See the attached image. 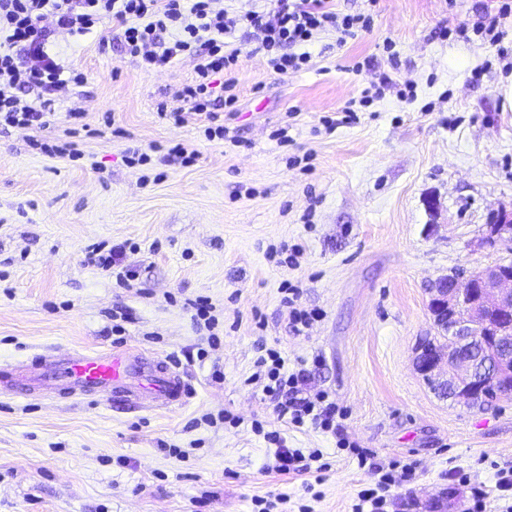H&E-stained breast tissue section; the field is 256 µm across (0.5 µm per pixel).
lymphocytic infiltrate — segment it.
Wrapping results in <instances>:
<instances>
[{"label":"lymphocytic infiltrate","instance_id":"lymphocytic-infiltrate-1","mask_svg":"<svg viewBox=\"0 0 512 512\" xmlns=\"http://www.w3.org/2000/svg\"><path fill=\"white\" fill-rule=\"evenodd\" d=\"M107 20L118 29L125 55L141 69L157 71L192 59L195 76L178 89L179 107L162 106L158 113L177 125L190 114L205 116L210 140L227 132L208 109L212 97L223 93L228 108L237 99L233 75L239 55L227 46L237 30H244L273 71L285 75L308 69V47L321 32H335L341 46L371 26L370 16L338 12L333 0H250L245 7L237 0L223 7L218 0H0V122L44 127L53 95L86 79L84 72L58 61L51 36L57 30L72 36L94 33L104 45ZM164 32L169 40H161ZM256 366L253 378L278 418L298 428L332 429L334 408L324 395L308 396L304 371L288 370L273 349L259 356Z\"/></svg>","mask_w":512,"mask_h":512}]
</instances>
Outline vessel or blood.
Wrapping results in <instances>:
<instances>
[{
    "instance_id": "obj_1",
    "label": "vessel or blood",
    "mask_w": 512,
    "mask_h": 512,
    "mask_svg": "<svg viewBox=\"0 0 512 512\" xmlns=\"http://www.w3.org/2000/svg\"><path fill=\"white\" fill-rule=\"evenodd\" d=\"M33 386L67 395L116 396L137 408L147 402L167 408L184 404L190 397L185 381L166 361L140 352L47 353L34 362L25 378L0 374V390L8 394L23 395Z\"/></svg>"
}]
</instances>
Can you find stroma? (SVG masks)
<instances>
[{"label":"stroma","instance_id":"stroma-1","mask_svg":"<svg viewBox=\"0 0 512 512\" xmlns=\"http://www.w3.org/2000/svg\"><path fill=\"white\" fill-rule=\"evenodd\" d=\"M335 4L371 12L372 28L342 47L321 35L308 69L276 74L234 41L238 101L220 111L224 141L207 140L199 117L158 115L176 108L191 59L146 72L119 38L102 49L93 34L55 36L59 62L85 83L59 93L49 126L0 128V367L47 349L134 348L160 355L193 396L148 411L0 395V512H262L277 493L288 501L273 512H352L392 465L412 475L386 492L383 512L450 487L470 512L479 484L483 512L512 505L494 480L512 468V399L466 408L414 366L435 333L429 282L512 261V246L480 243L490 214L512 208V14L495 46L472 26L500 0ZM384 75L414 97L385 92L343 121ZM283 126L285 143L274 136ZM67 138L76 156L41 149ZM175 143L193 164L123 160L131 146ZM121 242L137 246L127 288L82 261L87 245ZM291 288L320 314L300 334ZM200 296L219 315L214 331L191 320ZM203 346L205 361H186ZM265 346L306 369L308 393L336 408L335 430L277 418L250 380ZM271 432L317 452L321 481L277 472Z\"/></svg>","mask_w":512,"mask_h":512}]
</instances>
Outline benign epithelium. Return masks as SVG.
<instances>
[{
    "label": "benign epithelium",
    "mask_w": 512,
    "mask_h": 512,
    "mask_svg": "<svg viewBox=\"0 0 512 512\" xmlns=\"http://www.w3.org/2000/svg\"><path fill=\"white\" fill-rule=\"evenodd\" d=\"M512 244V210L494 213L486 225L481 244ZM429 307L437 322L448 326L455 344L447 349L420 348L415 368L440 392L461 403L485 395L486 384H477L471 350L485 336H495L509 344L494 356L491 376L512 363V268L502 263L459 276H442L429 288Z\"/></svg>",
    "instance_id": "obj_1"
}]
</instances>
